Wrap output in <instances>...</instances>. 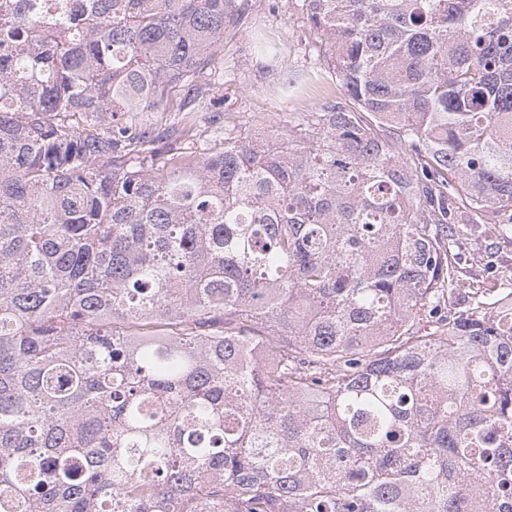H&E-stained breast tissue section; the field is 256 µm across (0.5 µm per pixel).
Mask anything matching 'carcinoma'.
I'll return each mask as SVG.
<instances>
[{"mask_svg":"<svg viewBox=\"0 0 512 512\" xmlns=\"http://www.w3.org/2000/svg\"><path fill=\"white\" fill-rule=\"evenodd\" d=\"M64 3L0 15V512H512V292L439 316L512 0H303L348 101L273 145L200 81L238 0Z\"/></svg>","mask_w":512,"mask_h":512,"instance_id":"cac0c4a2","label":"carcinoma"}]
</instances>
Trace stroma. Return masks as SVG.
Returning a JSON list of instances; mask_svg holds the SVG:
<instances>
[{
	"mask_svg": "<svg viewBox=\"0 0 512 512\" xmlns=\"http://www.w3.org/2000/svg\"><path fill=\"white\" fill-rule=\"evenodd\" d=\"M257 33L279 46L289 73L306 76L305 84L287 95H272L277 79L255 54L252 37ZM220 61L224 82L215 95L217 109L261 136L286 129L298 113L315 112L328 101L346 97L341 83L328 72L302 0H247L239 22L224 31ZM450 234L455 276L462 286L448 298V317L470 308L469 283L512 291V223L490 226L470 215L453 225Z\"/></svg>",
	"mask_w": 512,
	"mask_h": 512,
	"instance_id": "stroma-1",
	"label": "stroma"
}]
</instances>
